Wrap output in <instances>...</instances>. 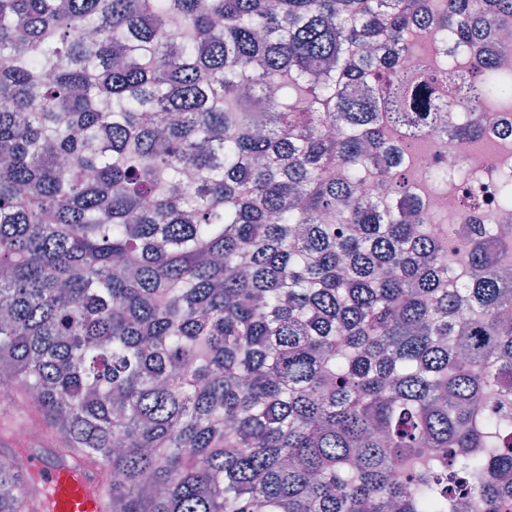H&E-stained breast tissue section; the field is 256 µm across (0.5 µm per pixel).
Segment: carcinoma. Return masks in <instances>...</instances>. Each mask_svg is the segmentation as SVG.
Here are the masks:
<instances>
[{"label":"carcinoma","mask_w":512,"mask_h":512,"mask_svg":"<svg viewBox=\"0 0 512 512\" xmlns=\"http://www.w3.org/2000/svg\"><path fill=\"white\" fill-rule=\"evenodd\" d=\"M503 30L512 0H0L14 429L102 512H512L504 233L444 225L451 267L411 205L448 181L418 149L441 114L450 149L512 103ZM431 35L448 58L408 71ZM39 452L0 458V512H51Z\"/></svg>","instance_id":"1"}]
</instances>
